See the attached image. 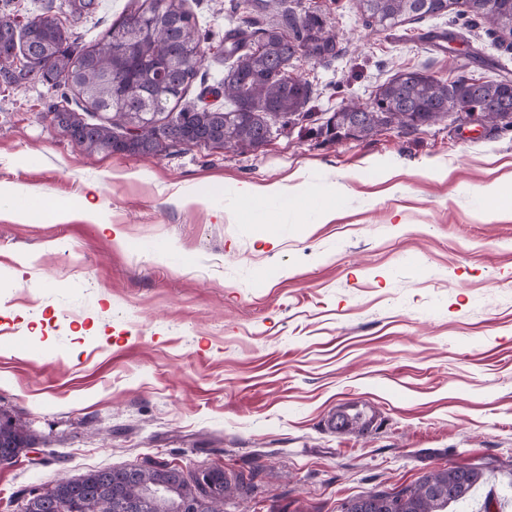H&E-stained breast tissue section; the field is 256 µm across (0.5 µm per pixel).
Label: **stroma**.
I'll return each mask as SVG.
<instances>
[{"label":"stroma","instance_id":"35a3bbf8","mask_svg":"<svg viewBox=\"0 0 512 512\" xmlns=\"http://www.w3.org/2000/svg\"><path fill=\"white\" fill-rule=\"evenodd\" d=\"M130 3L98 0L78 44ZM291 5L336 33L332 54L292 61L317 113L401 70L512 78V51L451 14L383 31L354 0ZM185 7L222 33L279 20L264 0ZM52 99L0 85V409L46 452L0 466V512L148 463L243 476L224 512H341L481 463L473 512L491 490L512 512V217L481 193L512 191V132L445 121L320 144L297 126L250 153L90 155L45 119ZM282 181L294 204L237 195ZM31 197L50 203L35 222ZM348 402L377 426L327 430Z\"/></svg>","mask_w":512,"mask_h":512}]
</instances>
